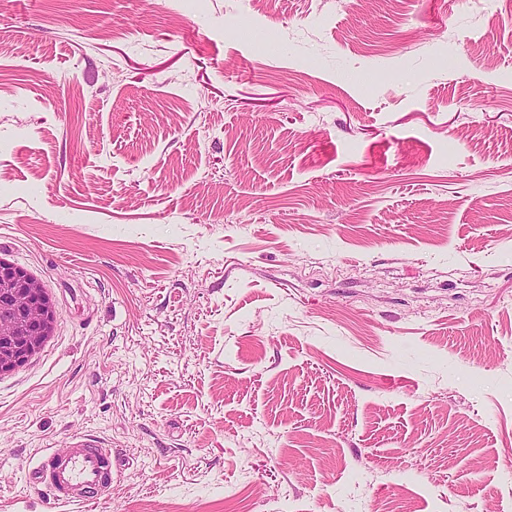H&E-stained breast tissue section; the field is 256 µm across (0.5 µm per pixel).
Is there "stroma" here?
<instances>
[{
    "label": "stroma",
    "instance_id": "35a3bbf8",
    "mask_svg": "<svg viewBox=\"0 0 512 512\" xmlns=\"http://www.w3.org/2000/svg\"><path fill=\"white\" fill-rule=\"evenodd\" d=\"M0 259V512H512V0H0ZM52 303L41 283L0 260V372L36 354L52 335ZM32 483L46 485L51 491L50 509L105 500L112 482V450L93 445L87 438H74L67 448L46 454L29 471ZM65 508V509H61Z\"/></svg>",
    "mask_w": 512,
    "mask_h": 512
}]
</instances>
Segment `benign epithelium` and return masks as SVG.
<instances>
[{"label":"benign epithelium","instance_id":"benign-epithelium-1","mask_svg":"<svg viewBox=\"0 0 512 512\" xmlns=\"http://www.w3.org/2000/svg\"><path fill=\"white\" fill-rule=\"evenodd\" d=\"M52 303L41 283L0 260V372L36 354L52 335Z\"/></svg>","mask_w":512,"mask_h":512}]
</instances>
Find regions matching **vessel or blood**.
<instances>
[{"label":"vessel or blood","instance_id":"b4317fda","mask_svg":"<svg viewBox=\"0 0 512 512\" xmlns=\"http://www.w3.org/2000/svg\"><path fill=\"white\" fill-rule=\"evenodd\" d=\"M28 478L50 489L49 504L56 512L75 504H95L105 499L112 482V451L79 437L69 447L46 454Z\"/></svg>","mask_w":512,"mask_h":512}]
</instances>
